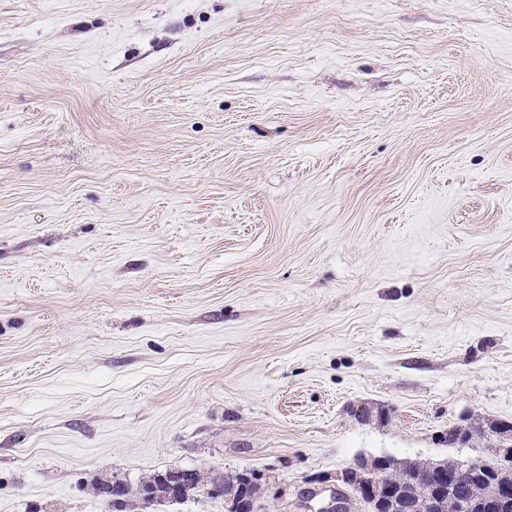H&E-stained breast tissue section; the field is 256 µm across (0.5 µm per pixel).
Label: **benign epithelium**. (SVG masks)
<instances>
[{
	"mask_svg": "<svg viewBox=\"0 0 512 512\" xmlns=\"http://www.w3.org/2000/svg\"><path fill=\"white\" fill-rule=\"evenodd\" d=\"M492 435L496 438L493 451L502 460L501 475L489 471L481 458L466 457L455 463L450 470L442 462H420L418 460H398L392 457H361L352 466L337 476L343 487L353 492V497L366 505V512H432L440 507L442 499L456 495L457 512H472L475 506L486 512H497L507 505L500 495L506 485L500 483L504 473L512 470V427L497 425L492 428L472 429L460 427L452 435H444L441 440L450 446L467 444L474 436ZM395 469L402 476L399 486H388L379 473ZM425 475L430 478L427 494L418 499L409 496L405 486L415 483V479Z\"/></svg>",
	"mask_w": 512,
	"mask_h": 512,
	"instance_id": "obj_1",
	"label": "benign epithelium"
}]
</instances>
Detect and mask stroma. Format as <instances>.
Listing matches in <instances>:
<instances>
[{
    "instance_id": "1",
    "label": "stroma",
    "mask_w": 512,
    "mask_h": 512,
    "mask_svg": "<svg viewBox=\"0 0 512 512\" xmlns=\"http://www.w3.org/2000/svg\"><path fill=\"white\" fill-rule=\"evenodd\" d=\"M512 423V0H0V512Z\"/></svg>"
}]
</instances>
